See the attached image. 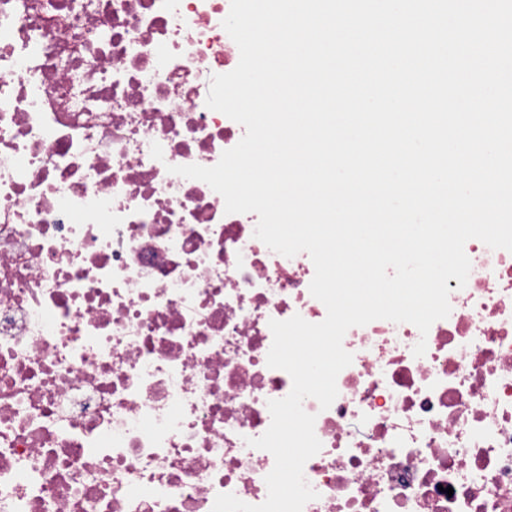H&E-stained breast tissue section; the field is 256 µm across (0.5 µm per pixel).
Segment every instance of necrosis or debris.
I'll list each match as a JSON object with an SVG mask.
<instances>
[{
    "label": "necrosis or debris",
    "mask_w": 512,
    "mask_h": 512,
    "mask_svg": "<svg viewBox=\"0 0 512 512\" xmlns=\"http://www.w3.org/2000/svg\"><path fill=\"white\" fill-rule=\"evenodd\" d=\"M230 5L0 0V512L267 497L248 441L292 388L269 322L327 310L307 253L172 172L245 133L206 105L240 58ZM464 250L447 318L350 328L337 398L304 400L303 512H512V252Z\"/></svg>",
    "instance_id": "obj_1"
}]
</instances>
